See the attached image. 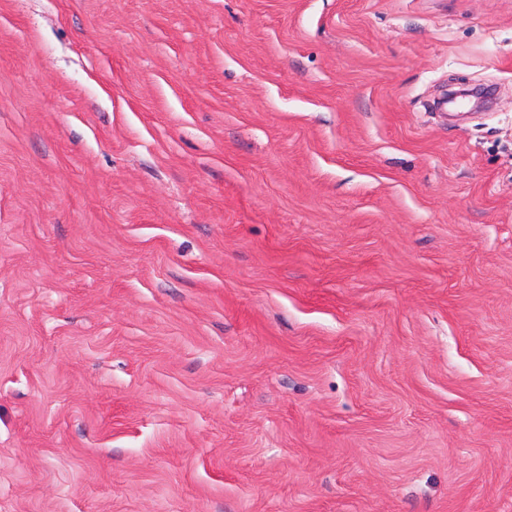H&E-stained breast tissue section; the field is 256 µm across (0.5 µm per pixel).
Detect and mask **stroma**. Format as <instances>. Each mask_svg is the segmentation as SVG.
<instances>
[{
	"instance_id": "1",
	"label": "stroma",
	"mask_w": 512,
	"mask_h": 512,
	"mask_svg": "<svg viewBox=\"0 0 512 512\" xmlns=\"http://www.w3.org/2000/svg\"><path fill=\"white\" fill-rule=\"evenodd\" d=\"M0 512H512V0H0Z\"/></svg>"
}]
</instances>
